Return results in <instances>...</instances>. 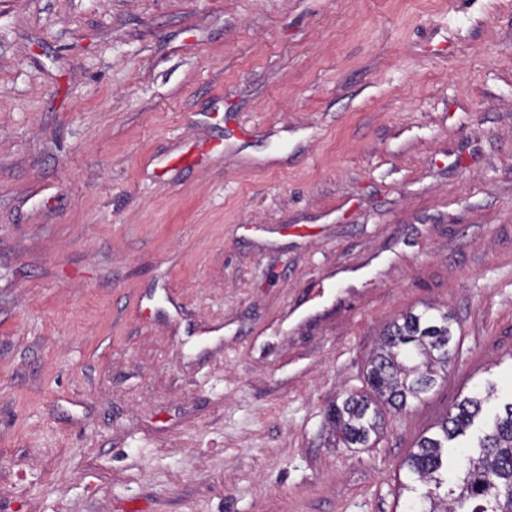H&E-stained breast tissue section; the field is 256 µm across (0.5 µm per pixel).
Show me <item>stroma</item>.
I'll return each instance as SVG.
<instances>
[{
	"label": "stroma",
	"mask_w": 512,
	"mask_h": 512,
	"mask_svg": "<svg viewBox=\"0 0 512 512\" xmlns=\"http://www.w3.org/2000/svg\"><path fill=\"white\" fill-rule=\"evenodd\" d=\"M460 356L375 447L383 326ZM512 397V0H0V512H401ZM455 324L448 310L427 307L383 328L364 373L365 389L343 391L324 410L334 447L370 448L380 436L383 412H406L433 390L459 353Z\"/></svg>",
	"instance_id": "1"
}]
</instances>
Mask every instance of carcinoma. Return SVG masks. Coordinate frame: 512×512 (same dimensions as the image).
<instances>
[{
	"label": "carcinoma",
	"mask_w": 512,
	"mask_h": 512,
	"mask_svg": "<svg viewBox=\"0 0 512 512\" xmlns=\"http://www.w3.org/2000/svg\"><path fill=\"white\" fill-rule=\"evenodd\" d=\"M454 317L448 311H407L380 333L364 373L363 390L344 391L324 410L337 443L369 448L379 438L383 412L407 411L437 385L459 353ZM494 386L455 402L437 425L400 461L408 482L401 491L414 494L408 512H512V399L485 422L475 441L461 449L465 466L448 486V448L474 426Z\"/></svg>",
	"instance_id": "carcinoma-1"
}]
</instances>
